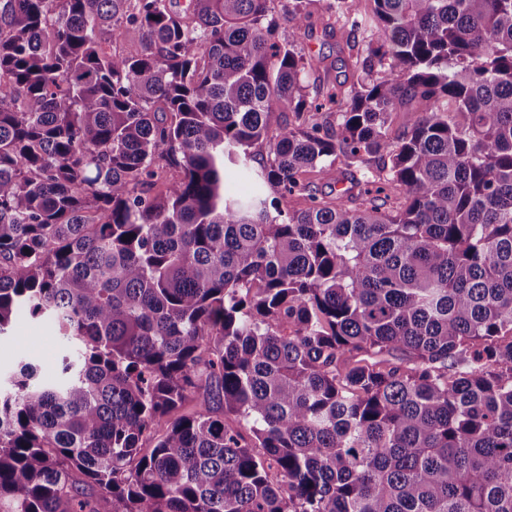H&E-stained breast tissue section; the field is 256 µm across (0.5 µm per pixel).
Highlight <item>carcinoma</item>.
Instances as JSON below:
<instances>
[{
    "instance_id": "cac0c4a2",
    "label": "carcinoma",
    "mask_w": 512,
    "mask_h": 512,
    "mask_svg": "<svg viewBox=\"0 0 512 512\" xmlns=\"http://www.w3.org/2000/svg\"><path fill=\"white\" fill-rule=\"evenodd\" d=\"M51 2L0 0V336L64 340L0 512H512V0ZM299 43L305 49L306 53L315 56L327 58V63L334 62L335 68L332 76H336L339 81H343L348 76V69L345 66L342 58L347 56L345 54H338L336 48V37L328 36L324 32L323 25L314 16L310 25L306 29H302L299 35ZM227 165L224 170V197L241 199L252 196L257 190L254 181L244 175L240 167Z\"/></svg>"
}]
</instances>
